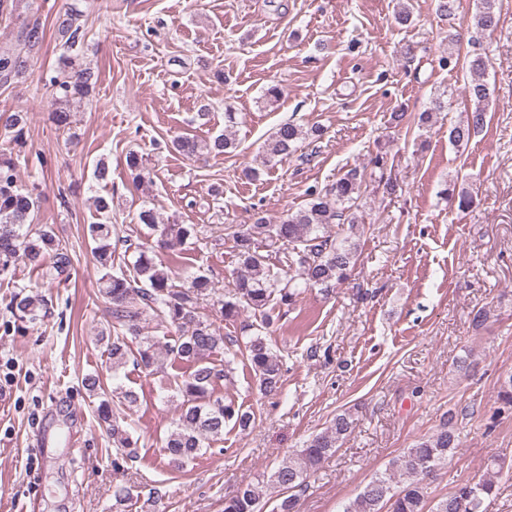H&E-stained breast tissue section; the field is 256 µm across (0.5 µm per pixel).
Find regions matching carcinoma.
I'll list each match as a JSON object with an SVG mask.
<instances>
[{
    "label": "carcinoma",
    "instance_id": "cac0c4a2",
    "mask_svg": "<svg viewBox=\"0 0 512 512\" xmlns=\"http://www.w3.org/2000/svg\"><path fill=\"white\" fill-rule=\"evenodd\" d=\"M459 7V0H436V13L450 21L456 19ZM80 17V11L73 7L59 16V36L69 49L77 46ZM471 21L478 33L493 34L500 22L497 0H476ZM488 66L487 55L476 50L465 59L469 79L464 93L471 108L448 126V141L457 149L467 146L486 126L494 102V89L484 78ZM25 71L26 60L20 49L0 48L1 79L18 77ZM96 82L91 68L76 63V58L64 55L59 59L58 75L50 79L57 126L69 125L71 110L81 107ZM235 125L236 113L228 111L224 113L223 133L202 144L177 137L173 146L187 158L203 152L230 154L236 149V139L232 137ZM24 126L19 112L4 120V129L14 133L16 140L22 137ZM323 133L318 125L306 128L292 120L280 124L266 140L257 165L246 169L244 175L258 178L273 164L293 156L305 140H319ZM16 167L15 159H0V271L18 259L40 267L48 254L52 266L45 275L51 280L68 273L72 257L52 231L44 229L35 239L24 231L25 225L33 222L37 196L17 184ZM127 168L132 182L145 180V168L137 154H129ZM363 182L364 173L351 168L330 184L307 189L305 205L282 215L276 223L258 214L253 223L239 225L231 233L238 271L233 287L223 293L205 275L190 276L186 283L175 284V272L156 261L153 247L118 237L112 224L89 225L90 251L101 274V293L112 315V334L101 335L98 341L106 342L112 370L116 372L131 361L142 369L159 371L167 358L187 367L175 388L179 414L162 446L169 461L182 463L197 457L206 442L224 438V428L229 424L245 432L255 423L252 412L214 396L218 381L231 380L232 371L228 361L221 369L211 361L213 354L224 349V334L204 313V303L212 302L219 307L224 321L239 325L242 353L261 393L281 395L282 362L267 339V330L279 318L278 310L296 302L300 287H317L328 294L349 278L361 252L353 234L345 233V229H354L359 221ZM442 194L456 200L462 212L474 203L472 193L457 188L453 179L448 180ZM139 221L159 232L160 247L171 253L185 251L196 237L195 225L166 224L149 209L139 213ZM119 245L124 247V256L132 259V277L114 270ZM271 247L287 251L288 267L294 275L282 279L271 272L260 254L262 249ZM45 306L43 296L25 290L14 293L10 301L11 313L21 321L37 320ZM154 320L175 327L178 336L162 345L155 337L144 335L145 324ZM97 415L117 450L124 453L132 447L125 420L116 415L109 398L100 400ZM354 421L349 410L337 413L326 431L315 435L299 452L283 457L270 470L267 483L288 493L274 512H296L298 496L307 488V479L341 448L354 429ZM458 447L450 416L437 432L418 439L392 460L389 468L375 473L341 512H487V503L497 495L498 476L505 468L506 460L502 458L493 459L477 480L461 483L437 500L430 499L426 478L447 465ZM398 476L406 477L399 488ZM132 500L129 487H115L112 512H129ZM263 508L260 490L255 486L241 487L224 497L223 512H263Z\"/></svg>",
    "mask_w": 512,
    "mask_h": 512
}]
</instances>
